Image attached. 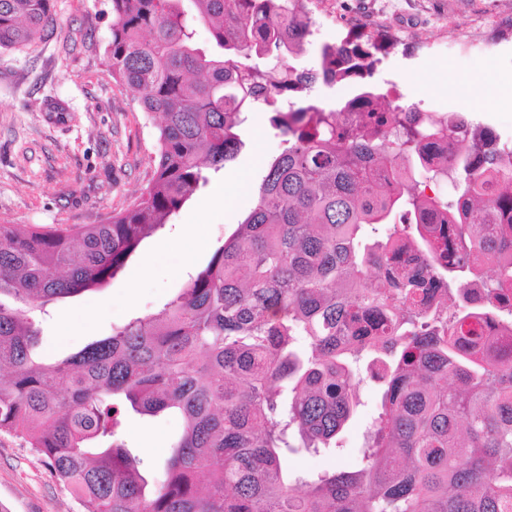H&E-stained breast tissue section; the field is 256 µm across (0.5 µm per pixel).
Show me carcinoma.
Instances as JSON below:
<instances>
[{
  "label": "carcinoma",
  "instance_id": "carcinoma-1",
  "mask_svg": "<svg viewBox=\"0 0 512 512\" xmlns=\"http://www.w3.org/2000/svg\"><path fill=\"white\" fill-rule=\"evenodd\" d=\"M111 5L107 72L160 118L153 177L106 224L0 225V432L84 512H512V355L477 353L486 326L512 323V148L487 135L475 152L464 117L370 84L386 38L351 30L300 66L307 0ZM54 22L55 0H0V49ZM318 82L351 93L324 105ZM254 111L283 149L206 267L161 311L36 358L34 311L108 285L204 166L237 157ZM448 177L453 198L426 193ZM364 373L382 392L358 466L289 472V455L338 446ZM128 412L181 416L161 472L121 439Z\"/></svg>",
  "mask_w": 512,
  "mask_h": 512
}]
</instances>
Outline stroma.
Listing matches in <instances>:
<instances>
[{"mask_svg":"<svg viewBox=\"0 0 512 512\" xmlns=\"http://www.w3.org/2000/svg\"><path fill=\"white\" fill-rule=\"evenodd\" d=\"M308 7L318 26L303 66H314L319 45L340 41L350 27L380 31L394 46L378 64L374 86L418 111L463 116L512 147V105L499 94L501 80L512 76V0H310ZM111 21L110 0H56L53 34L23 51L0 49V225L105 224L145 191L155 122L106 72ZM267 127L266 113H255L240 131V154L224 170H206V184L107 286L49 304L43 355H68L158 312L207 265L253 207L251 190L279 152ZM230 180L235 186L225 201H212L214 186ZM149 257L154 271L145 277L139 269ZM379 404V387L365 382L341 448L291 455L289 470L353 469ZM181 430L174 414L123 418L127 447L158 465ZM0 512L83 508L46 458L2 433Z\"/></svg>","mask_w":512,"mask_h":512,"instance_id":"obj_1","label":"stroma"}]
</instances>
